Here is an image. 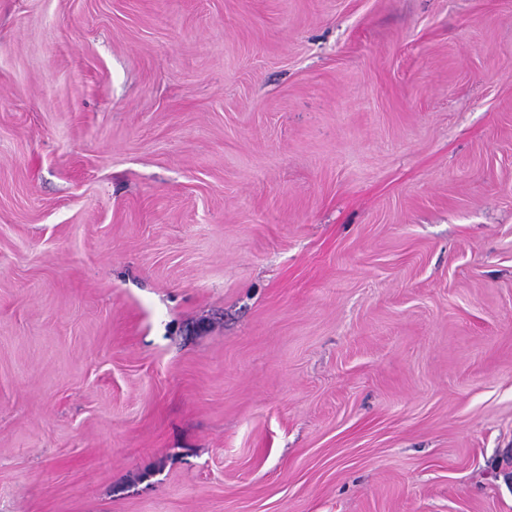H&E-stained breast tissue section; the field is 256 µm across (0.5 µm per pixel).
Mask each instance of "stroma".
Here are the masks:
<instances>
[{"label": "stroma", "mask_w": 512, "mask_h": 512, "mask_svg": "<svg viewBox=\"0 0 512 512\" xmlns=\"http://www.w3.org/2000/svg\"><path fill=\"white\" fill-rule=\"evenodd\" d=\"M0 512H512V0H0Z\"/></svg>", "instance_id": "35a3bbf8"}]
</instances>
